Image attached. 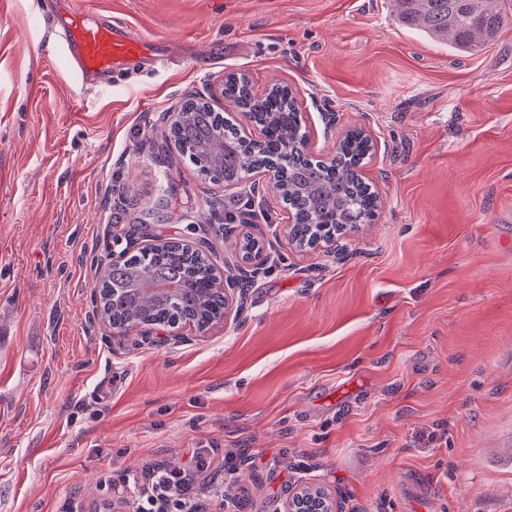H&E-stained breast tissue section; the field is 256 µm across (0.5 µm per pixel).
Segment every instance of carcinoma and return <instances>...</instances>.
I'll use <instances>...</instances> for the list:
<instances>
[{
    "label": "carcinoma",
    "mask_w": 512,
    "mask_h": 512,
    "mask_svg": "<svg viewBox=\"0 0 512 512\" xmlns=\"http://www.w3.org/2000/svg\"><path fill=\"white\" fill-rule=\"evenodd\" d=\"M400 19L433 41L456 51H476L494 40L507 22L502 3L512 0H398ZM224 96L237 102L265 132L250 143L240 125L192 102L183 108L189 120L170 126L169 138L181 155L206 168L201 143L224 148V184L240 181L261 168L279 173L280 194L293 218L295 237L312 239L335 224H369L379 209V197L360 173L371 146L359 131L347 134L336 153L315 159L300 146L301 110L286 84H275L258 97L246 81L224 83ZM209 261L171 241H161L119 262L100 265L101 316L110 326L131 322L164 325L206 323L224 309V296L211 286Z\"/></svg>",
    "instance_id": "carcinoma-1"
}]
</instances>
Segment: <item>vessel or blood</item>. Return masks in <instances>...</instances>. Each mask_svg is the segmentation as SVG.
I'll return each mask as SVG.
<instances>
[{"instance_id":"vessel-or-blood-1","label":"vessel or blood","mask_w":512,"mask_h":512,"mask_svg":"<svg viewBox=\"0 0 512 512\" xmlns=\"http://www.w3.org/2000/svg\"><path fill=\"white\" fill-rule=\"evenodd\" d=\"M62 38L85 84L151 51L145 38L117 23L90 22L85 11L78 8L70 9Z\"/></svg>"}]
</instances>
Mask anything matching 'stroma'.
<instances>
[{"mask_svg":"<svg viewBox=\"0 0 512 512\" xmlns=\"http://www.w3.org/2000/svg\"><path fill=\"white\" fill-rule=\"evenodd\" d=\"M76 5L170 64L81 87L56 31ZM398 9L0 0V512H135L123 478L197 448L199 512L225 491L283 512L306 485L341 512H512V24L466 54ZM232 72L297 90L315 157L324 113L337 137L366 128L372 223L289 248L278 197L219 189L167 145L162 113ZM248 200L268 269L239 322L174 343L94 318L101 258L198 241Z\"/></svg>","mask_w":512,"mask_h":512,"instance_id":"stroma-1","label":"stroma"}]
</instances>
